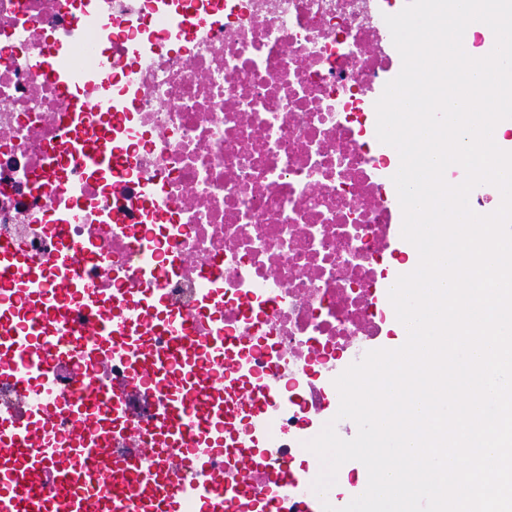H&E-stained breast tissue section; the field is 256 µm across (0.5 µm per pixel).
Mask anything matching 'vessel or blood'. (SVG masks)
I'll return each instance as SVG.
<instances>
[{
  "instance_id": "obj_1",
  "label": "vessel or blood",
  "mask_w": 512,
  "mask_h": 512,
  "mask_svg": "<svg viewBox=\"0 0 512 512\" xmlns=\"http://www.w3.org/2000/svg\"><path fill=\"white\" fill-rule=\"evenodd\" d=\"M71 150L101 171L112 166V147L105 137L76 139ZM24 291L36 299V308L28 313L24 327L16 334L0 336V383L10 386L16 397L12 407H0V512H53L55 505L49 494L53 488L65 491L63 512H91L88 494L74 487L79 466L100 476H111L112 512H139L143 501L154 495L159 477L157 459L148 458L131 481H124L125 460L110 448V432L96 439L78 432L66 446L43 433L55 412L69 413L81 425L91 422L93 397L40 405L30 402L33 389L49 386L52 381L50 361L71 354L61 330L50 334L44 331V321L54 315L60 295H71L92 311L104 306V299L89 293L68 251L44 275L30 277ZM135 306L150 319V326L133 327L124 336L94 329L84 351L87 360L99 365L107 352L121 355L137 388L155 395L159 416L182 414L194 402H202L211 435L220 438L224 434V403L215 393L224 387V370L219 364L224 356L223 337H209L205 349L215 363L208 367L200 363L188 336L173 337L166 354H154L144 345L147 329L165 328L176 322L177 316L164 297L152 291L140 293ZM94 391V397L108 401L113 426H120L127 412L125 389L98 384ZM178 465L193 474V482L173 489L154 512H184V497L188 494L203 512H224L225 505L239 500L238 489L225 483L223 470L211 461L188 451Z\"/></svg>"
}]
</instances>
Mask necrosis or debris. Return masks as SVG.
Instances as JSON below:
<instances>
[{"label": "necrosis or debris", "mask_w": 512, "mask_h": 512, "mask_svg": "<svg viewBox=\"0 0 512 512\" xmlns=\"http://www.w3.org/2000/svg\"><path fill=\"white\" fill-rule=\"evenodd\" d=\"M397 0H0V248L18 262L0 283V336L33 299L28 275L78 251L103 311H60L65 342L96 321L122 336L142 291L223 329L220 442L198 446L276 512L314 500L316 470L274 491L272 465L294 460L329 421L334 380L363 359L389 317L374 303L387 279L398 152L376 136L375 103L400 72L385 15ZM92 56L105 70H85ZM62 60L91 109L73 124L43 65ZM105 130L108 173L69 138ZM115 209L129 223L105 227ZM151 401L130 404L119 450L183 440L159 435ZM266 462L243 465L242 448Z\"/></svg>", "instance_id": "necrosis-or-debris-1"}]
</instances>
